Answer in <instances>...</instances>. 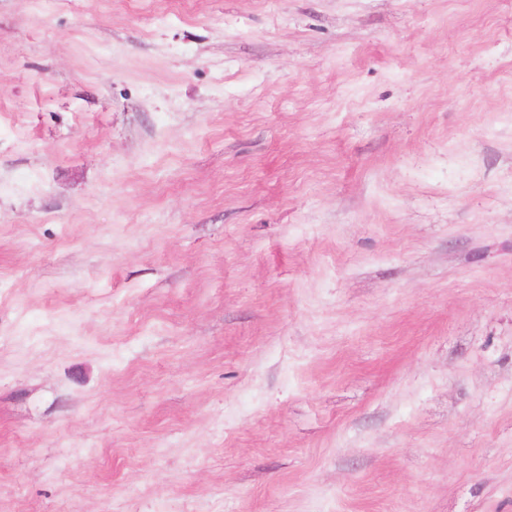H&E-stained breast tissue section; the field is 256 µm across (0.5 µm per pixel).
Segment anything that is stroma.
<instances>
[{"label": "stroma", "mask_w": 512, "mask_h": 512, "mask_svg": "<svg viewBox=\"0 0 512 512\" xmlns=\"http://www.w3.org/2000/svg\"><path fill=\"white\" fill-rule=\"evenodd\" d=\"M0 512H512V0H0Z\"/></svg>", "instance_id": "stroma-1"}]
</instances>
